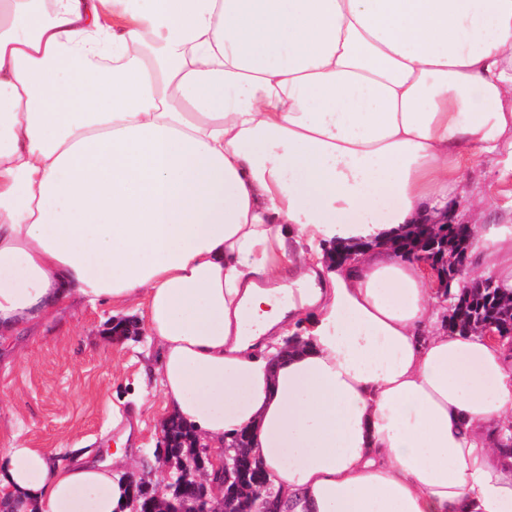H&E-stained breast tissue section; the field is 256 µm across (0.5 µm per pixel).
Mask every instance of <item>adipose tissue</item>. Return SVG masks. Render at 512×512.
Masks as SVG:
<instances>
[{
	"mask_svg": "<svg viewBox=\"0 0 512 512\" xmlns=\"http://www.w3.org/2000/svg\"><path fill=\"white\" fill-rule=\"evenodd\" d=\"M479 157L512 182V0H0V340L139 301L281 512H512V345L391 247ZM468 255L512 292L511 223ZM124 461L16 441L0 498L131 512Z\"/></svg>",
	"mask_w": 512,
	"mask_h": 512,
	"instance_id": "adipose-tissue-1",
	"label": "adipose tissue"
}]
</instances>
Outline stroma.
I'll list each match as a JSON object with an SVG mask.
<instances>
[{
	"mask_svg": "<svg viewBox=\"0 0 512 512\" xmlns=\"http://www.w3.org/2000/svg\"><path fill=\"white\" fill-rule=\"evenodd\" d=\"M117 322L129 335L113 336ZM160 358L136 304L64 307L46 328L0 344V448L17 440L60 462L103 461L123 435L147 480L165 490Z\"/></svg>",
	"mask_w": 512,
	"mask_h": 512,
	"instance_id": "1",
	"label": "stroma"
}]
</instances>
